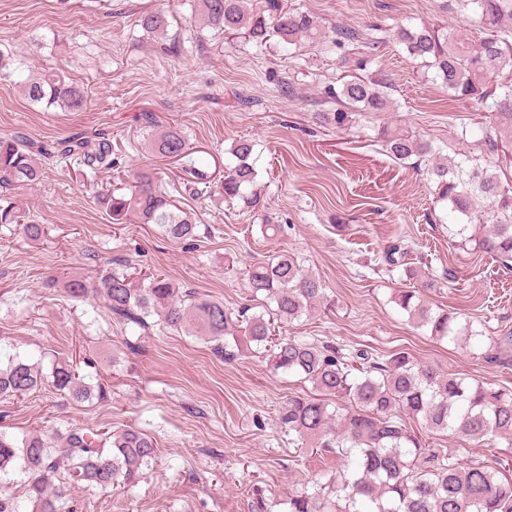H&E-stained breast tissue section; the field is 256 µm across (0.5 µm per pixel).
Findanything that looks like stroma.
Masks as SVG:
<instances>
[{
	"label": "stroma",
	"instance_id": "35a3bbf8",
	"mask_svg": "<svg viewBox=\"0 0 512 512\" xmlns=\"http://www.w3.org/2000/svg\"><path fill=\"white\" fill-rule=\"evenodd\" d=\"M285 2L328 30L376 32L393 111L354 116L343 129L319 123L317 113L334 109L321 101L323 86L346 74L336 55L308 44L290 53L275 43L260 50L199 28L195 0H0V53L13 66L0 74V136L22 131L53 146L105 134L119 157L117 167L93 173L50 165L39 184L7 191V200L48 225L40 240L0 226V350L47 367L90 360L111 387L109 402L79 403L44 382L25 398L0 400V430L19 437L67 426L133 427L158 442L146 479L116 490L72 488L74 512H251L257 488L269 512H285L290 494L341 468L331 454L289 444L278 424L281 403L311 392V384L274 372L252 348L240 347L227 360L199 337L136 331L97 301L66 296L62 281L94 274L108 261H128L238 310L255 304L250 266L287 252L320 278L325 295L314 312L281 325L277 335L380 355L402 348L441 373L512 388V361L489 358L512 332V269L451 237L435 220L425 174L395 163L377 140L379 125L389 122L412 128L440 154L482 155L481 145L461 137L463 123L484 117L482 106L450 98L392 38L402 22L462 32L466 18L446 10V0ZM151 11L165 15L164 34L138 26ZM22 64L66 68L86 91L83 109L30 103L19 84ZM284 81L293 84L292 95L281 92ZM159 125L184 135L208 191L186 192L180 165L152 150ZM240 138L256 144L260 214L226 200L220 187L228 150ZM144 173L193 214L196 241L170 240L153 224L109 222L98 193L128 189ZM266 220L280 225L278 235L262 234ZM399 239L435 276L424 299L457 312L473 331L469 342L431 337L394 303L406 277L402 269L387 270L382 256ZM51 278L58 287H47ZM411 426L426 445L448 449L462 463L512 469L506 441L477 448L422 422Z\"/></svg>",
	"mask_w": 512,
	"mask_h": 512
}]
</instances>
